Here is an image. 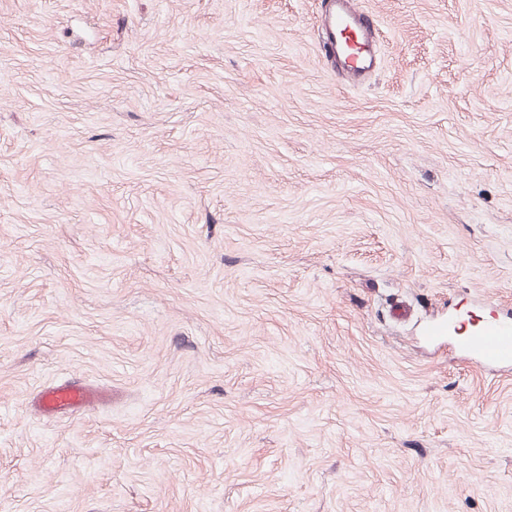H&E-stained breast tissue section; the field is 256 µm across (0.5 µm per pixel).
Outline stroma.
<instances>
[{"mask_svg":"<svg viewBox=\"0 0 512 512\" xmlns=\"http://www.w3.org/2000/svg\"><path fill=\"white\" fill-rule=\"evenodd\" d=\"M357 2L0 0V512H512V0ZM322 21L323 50L336 70L362 81L375 61L376 34L355 0H328ZM464 348L475 353L482 366L512 363V322H491L467 336ZM100 397V393L88 387L61 384L43 393V404L46 412L55 413L86 406Z\"/></svg>","mask_w":512,"mask_h":512,"instance_id":"35a3bbf8","label":"stroma"}]
</instances>
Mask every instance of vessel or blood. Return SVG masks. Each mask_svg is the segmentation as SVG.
I'll return each instance as SVG.
<instances>
[{"label": "vessel or blood", "instance_id": "1", "mask_svg": "<svg viewBox=\"0 0 512 512\" xmlns=\"http://www.w3.org/2000/svg\"><path fill=\"white\" fill-rule=\"evenodd\" d=\"M323 49L338 72L355 81L363 80L375 61L376 34L355 0H329L322 21ZM481 365L512 363V322L486 324L464 341ZM90 388L61 384L43 394L46 412L74 409L98 399Z\"/></svg>", "mask_w": 512, "mask_h": 512}]
</instances>
